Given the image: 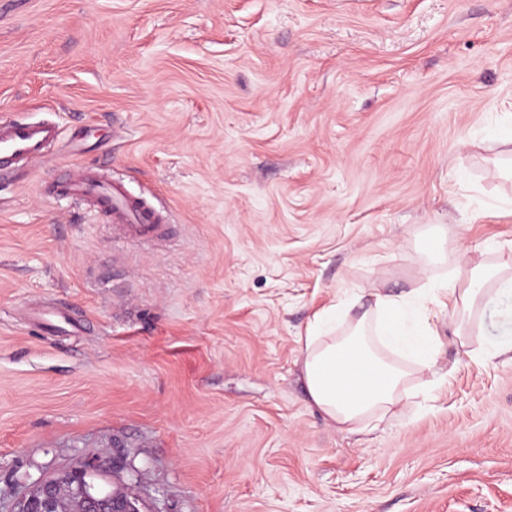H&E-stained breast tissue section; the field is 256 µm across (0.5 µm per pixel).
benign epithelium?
<instances>
[{
    "label": "benign epithelium",
    "mask_w": 512,
    "mask_h": 512,
    "mask_svg": "<svg viewBox=\"0 0 512 512\" xmlns=\"http://www.w3.org/2000/svg\"><path fill=\"white\" fill-rule=\"evenodd\" d=\"M99 468L96 461L87 460L78 470L65 471L36 483L17 499L14 512H63L61 487L64 484L72 492V512H141L136 496L108 493L92 481Z\"/></svg>",
    "instance_id": "7a95c632"
}]
</instances>
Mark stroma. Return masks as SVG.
<instances>
[{
    "label": "stroma",
    "instance_id": "stroma-1",
    "mask_svg": "<svg viewBox=\"0 0 512 512\" xmlns=\"http://www.w3.org/2000/svg\"><path fill=\"white\" fill-rule=\"evenodd\" d=\"M1 114L60 136L0 179V512L90 457L146 512H512V353L450 308L443 384L372 431L302 374L339 297L512 258V0H0ZM64 164L167 236L49 196ZM473 340L512 343L511 293Z\"/></svg>",
    "mask_w": 512,
    "mask_h": 512
}]
</instances>
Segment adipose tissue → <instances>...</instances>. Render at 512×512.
Returning a JSON list of instances; mask_svg holds the SVG:
<instances>
[{
  "label": "adipose tissue",
  "instance_id": "obj_1",
  "mask_svg": "<svg viewBox=\"0 0 512 512\" xmlns=\"http://www.w3.org/2000/svg\"><path fill=\"white\" fill-rule=\"evenodd\" d=\"M494 288H512L511 264L480 262L464 281L443 274L407 296L374 293L370 309L350 324L344 299L316 313L302 366L312 404L341 430L361 432L383 420L409 397V380L433 365L441 345L431 323L436 294L451 305V333L464 345L474 312Z\"/></svg>",
  "mask_w": 512,
  "mask_h": 512
}]
</instances>
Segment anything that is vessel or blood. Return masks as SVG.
I'll list each match as a JSON object with an SVG mask.
<instances>
[{
	"label": "vessel or blood",
	"mask_w": 512,
	"mask_h": 512,
	"mask_svg": "<svg viewBox=\"0 0 512 512\" xmlns=\"http://www.w3.org/2000/svg\"><path fill=\"white\" fill-rule=\"evenodd\" d=\"M56 138L57 131L49 122L1 116L0 174L42 161ZM52 192L59 198L96 201L127 237L151 239L163 230L162 218L156 210L130 199L120 187L98 180L91 169L73 167L53 181Z\"/></svg>",
	"instance_id": "b4317fda"
}]
</instances>
